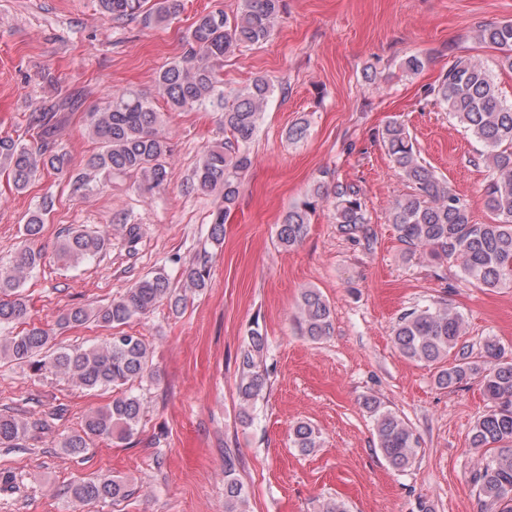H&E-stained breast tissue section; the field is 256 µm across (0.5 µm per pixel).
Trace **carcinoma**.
<instances>
[{
  "label": "carcinoma",
  "instance_id": "carcinoma-1",
  "mask_svg": "<svg viewBox=\"0 0 512 512\" xmlns=\"http://www.w3.org/2000/svg\"><path fill=\"white\" fill-rule=\"evenodd\" d=\"M174 0H98L102 13L118 23L138 21L145 26L162 24L175 14ZM284 0H239L235 14L221 10L200 15L185 33L181 60L161 70L155 83L160 95L174 111L210 110L220 113L224 141L208 149L196 163L193 183L203 191H217L222 207L211 221L210 241L224 240V223L239 197V187L252 160L250 146L259 129L264 108L274 95L275 85L264 76L255 77L233 95L224 93L220 67L224 57L241 46L266 41L281 13ZM480 42L500 51L498 66L512 70V21L481 28ZM428 93L457 124L481 146L479 160L495 176L485 186L486 206L491 220L473 221L467 204L435 171L423 164L415 140L404 123H388L381 142L392 167L412 192L396 202L390 212L398 238L409 249L428 250L458 268L460 277L478 288L512 287V103L499 94L490 68L475 59H459L448 68ZM57 113L38 112L33 121L41 129L40 142L29 145L10 136H0V171L7 173L16 191L28 188L37 174L51 169L71 172L67 154L55 149ZM164 113L140 91L126 88L112 93L104 107L88 113V128L98 151L85 163V171L72 177L76 190L86 194L100 190L114 173L138 175L152 188L163 186L169 177L165 158L170 152L163 133ZM324 192L316 187L303 201L288 208L277 231L284 248L306 237L316 205ZM336 223L345 233L366 223L365 210L354 187L336 184ZM46 202L23 225L28 240L40 236ZM105 239L81 230H69L56 244L57 258L79 264L100 254ZM42 254L30 247L18 249L6 267H0V358L26 363L35 372L51 371L78 386L94 390L112 388V402L85 417L81 430L62 442L73 456L82 455L95 438L128 440L138 430L142 416L139 396L128 391L134 382L152 375V359L143 337L124 331L112 334L103 346L47 349L48 330L31 326L11 331L28 318L22 293L27 275L41 263ZM211 253L204 248L183 271L185 287L201 291L211 272ZM167 301L174 311L186 300L171 286L162 271L139 279L122 295L96 310L72 308L58 326L83 325L94 321L116 328L150 312ZM333 310L321 292L307 288L301 293L298 322L303 335L319 341L333 331ZM464 335L462 315L446 304L416 308L404 313L392 329V342L405 358L432 366L435 383L449 389L471 378L479 379L483 394L493 403L480 415L468 433L471 447L483 455L471 475L479 499L496 512H512V358L495 340L487 339L475 355L460 344ZM266 338L257 328L249 331L240 353L238 396L241 417L263 398L268 375L262 364ZM453 362H448V359ZM363 406L375 426L377 447L386 463L403 471L415 460L419 438L397 412L375 397ZM42 422L29 423L0 413V447L16 448L30 430L44 429ZM293 447L309 455L321 446V433L309 422L296 423L291 431ZM80 503L117 502L130 495L129 482L104 474L70 487ZM249 490L237 475V460L224 455L225 512H245Z\"/></svg>",
  "mask_w": 512,
  "mask_h": 512
}]
</instances>
